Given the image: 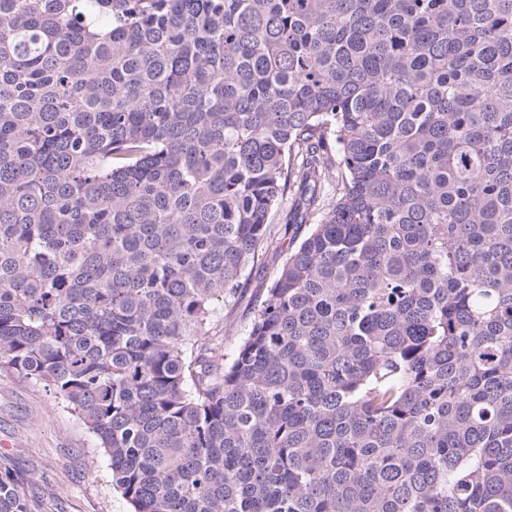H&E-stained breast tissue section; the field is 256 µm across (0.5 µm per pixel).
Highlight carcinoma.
I'll list each match as a JSON object with an SVG mask.
<instances>
[{
  "instance_id": "1",
  "label": "carcinoma",
  "mask_w": 512,
  "mask_h": 512,
  "mask_svg": "<svg viewBox=\"0 0 512 512\" xmlns=\"http://www.w3.org/2000/svg\"><path fill=\"white\" fill-rule=\"evenodd\" d=\"M0 366L131 512H512V0H0ZM278 262L269 258L259 257L245 270L240 295L231 302L224 303L218 320L212 325V334L224 336V351L232 354L242 336H245L253 318V309L259 301L266 297L267 289L270 288L278 273ZM226 325V335L225 334Z\"/></svg>"
}]
</instances>
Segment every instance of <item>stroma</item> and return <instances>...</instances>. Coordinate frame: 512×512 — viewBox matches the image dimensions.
Returning a JSON list of instances; mask_svg holds the SVG:
<instances>
[{
    "mask_svg": "<svg viewBox=\"0 0 512 512\" xmlns=\"http://www.w3.org/2000/svg\"><path fill=\"white\" fill-rule=\"evenodd\" d=\"M278 273L260 258L245 270L240 295L226 303L212 332L234 352ZM0 468L11 470L40 512H130L112 485L108 458L81 420L42 385L0 369Z\"/></svg>",
    "mask_w": 512,
    "mask_h": 512,
    "instance_id": "35a3bbf8",
    "label": "stroma"
}]
</instances>
